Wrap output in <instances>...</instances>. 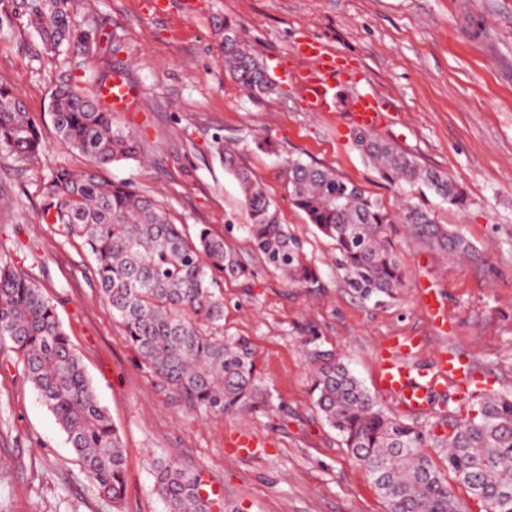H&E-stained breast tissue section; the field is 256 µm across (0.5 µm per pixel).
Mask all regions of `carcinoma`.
I'll return each instance as SVG.
<instances>
[{"label": "carcinoma", "mask_w": 512, "mask_h": 512, "mask_svg": "<svg viewBox=\"0 0 512 512\" xmlns=\"http://www.w3.org/2000/svg\"><path fill=\"white\" fill-rule=\"evenodd\" d=\"M73 0H0V30L26 18L43 49L58 58L63 78L52 92L51 121L60 142L89 161L79 172L57 166L43 187L38 221L76 238L89 253L104 300L125 336L158 379L170 405L215 416L262 414L270 407L249 340L224 333V282H246L254 269L205 224L195 234L173 224L155 199L128 181H110L101 169L130 160L139 142L113 125L97 94L77 86L87 43L107 66L121 51L112 35L83 30L73 21ZM231 78L266 95L273 86L264 67L229 21L216 26ZM0 82V153L28 162L43 154L41 130ZM356 147L381 179L402 190H428L450 206L466 203L447 174L422 167L411 154L368 130L355 129ZM216 156L237 183L249 223L250 246L264 265L304 288L320 287L307 262L304 241L279 220L276 205L238 153L215 138ZM294 205L317 231L336 244L345 283L364 302L381 305L404 287L402 260L392 225L403 224L424 246L450 255L472 246L437 222L432 210L408 199L398 212L330 168L296 156L288 159ZM312 368L311 392L323 419L386 500L388 512H458L451 482L467 488L481 506L512 512V396L476 403L478 415L448 419V432L424 433L387 413L335 351L313 336L305 341ZM0 351L22 362L23 377L53 413L98 493L118 507L126 484L121 438L98 403L80 354L59 319L57 306L27 272L0 262ZM448 448L437 465L425 447ZM155 489L169 512H212L202 478L173 462L154 464Z\"/></svg>", "instance_id": "1"}]
</instances>
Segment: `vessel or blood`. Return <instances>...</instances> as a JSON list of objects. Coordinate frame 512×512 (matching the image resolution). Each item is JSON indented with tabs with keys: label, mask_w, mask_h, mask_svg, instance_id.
I'll list each match as a JSON object with an SVG mask.
<instances>
[{
	"label": "vessel or blood",
	"mask_w": 512,
	"mask_h": 512,
	"mask_svg": "<svg viewBox=\"0 0 512 512\" xmlns=\"http://www.w3.org/2000/svg\"><path fill=\"white\" fill-rule=\"evenodd\" d=\"M298 53L305 59L306 66L296 72L295 77L302 85L310 109L316 112L335 111L341 76L336 55L314 40L303 42ZM133 98L132 87L121 76H113L112 91L108 95L113 111H122ZM343 108L351 123L363 129H378L386 121L381 101L372 94L346 101ZM393 346L394 353L380 358L379 386L384 393L398 399L409 411L417 413L424 409L429 389L438 380H460L472 374L468 363L444 351L438 356L435 371L427 379L418 380L404 359L408 351L407 345L397 340Z\"/></svg>",
	"instance_id": "b4317fda"
}]
</instances>
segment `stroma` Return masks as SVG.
Returning a JSON list of instances; mask_svg holds the SVG:
<instances>
[{
    "label": "stroma",
    "instance_id": "obj_1",
    "mask_svg": "<svg viewBox=\"0 0 512 512\" xmlns=\"http://www.w3.org/2000/svg\"><path fill=\"white\" fill-rule=\"evenodd\" d=\"M168 2L154 15L142 0H75L77 25L101 28L121 44L115 65L135 92L114 119L139 139L141 152L104 175L132 182L187 232L206 224L225 233V225H236L226 240L257 275L225 283L224 331L253 345L271 407L224 418L170 406L101 298L85 249L39 223L50 167L80 170L87 161L59 143L50 120L55 64L26 19L16 20L11 31H0V82L12 86L40 126L47 155L29 163L0 155V262L24 264L53 299L119 430L126 491L117 508L99 495L21 365L0 358V512H167L155 491V460L200 473L240 512H387L314 404L304 342L319 337L372 392L383 341L410 336L417 343L411 365L433 368L440 351L452 349L495 392L512 393V0ZM219 18L237 25L265 65L272 94H250L230 78L214 32ZM308 39L343 58V98L374 93L400 113L378 137L447 173L468 198L460 211L433 194L415 195L475 253L453 260L406 233L394 235L405 288L384 307L349 291L334 242L308 224L288 193L284 162L298 156L356 182L389 210L402 202L353 146L344 110L310 111L298 85L283 79L284 71L303 66L296 48ZM217 136L242 153L281 222L305 241L322 288L300 287L260 264L239 230L248 217L213 152ZM258 140L274 144L277 154L257 151ZM424 286L446 307L447 331L425 313ZM378 401L425 430L447 416H466L449 382L419 414L383 394Z\"/></svg>",
    "mask_w": 512,
    "mask_h": 512
}]
</instances>
